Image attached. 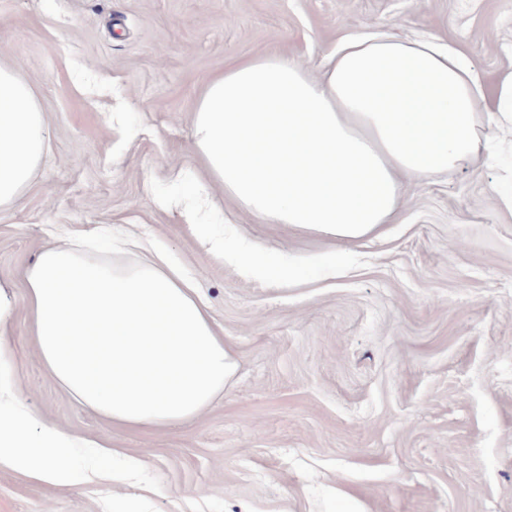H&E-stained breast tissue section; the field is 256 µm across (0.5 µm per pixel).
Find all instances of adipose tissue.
I'll return each instance as SVG.
<instances>
[{"label": "adipose tissue", "mask_w": 512, "mask_h": 512, "mask_svg": "<svg viewBox=\"0 0 512 512\" xmlns=\"http://www.w3.org/2000/svg\"><path fill=\"white\" fill-rule=\"evenodd\" d=\"M490 121L512 138V71L487 92L454 42L386 33L341 39L311 75L273 52L213 77L193 116L194 146L226 197L269 224L332 241L381 237L403 182L491 160ZM46 117L0 66V208L40 167ZM70 239L26 274L31 340L48 373L112 425L163 428L208 408L233 376L197 283L136 240L93 257ZM75 439L0 403V464L66 489Z\"/></svg>", "instance_id": "obj_1"}]
</instances>
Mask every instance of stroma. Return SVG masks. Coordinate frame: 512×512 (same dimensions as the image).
<instances>
[{
    "instance_id": "35a3bbf8",
    "label": "stroma",
    "mask_w": 512,
    "mask_h": 512,
    "mask_svg": "<svg viewBox=\"0 0 512 512\" xmlns=\"http://www.w3.org/2000/svg\"><path fill=\"white\" fill-rule=\"evenodd\" d=\"M455 42L487 87L512 70V0H0V65L46 117V152L0 210L12 383L39 419L123 457L61 490L0 465V512H512V212L498 166L405 185L387 235L327 244L230 203L194 150L207 81L272 51L320 74L345 36ZM203 194L206 216L189 221ZM134 236L200 286L237 371L198 417L103 423L29 339L25 275L62 238ZM332 253L272 286L228 264Z\"/></svg>"
}]
</instances>
